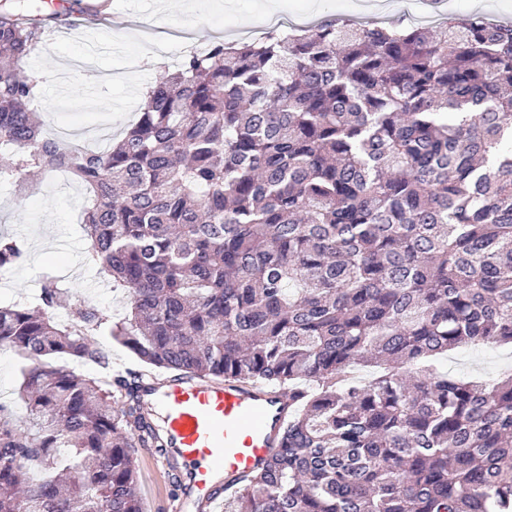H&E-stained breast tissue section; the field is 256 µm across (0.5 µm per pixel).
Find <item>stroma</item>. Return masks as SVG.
<instances>
[{
	"label": "stroma",
	"mask_w": 512,
	"mask_h": 512,
	"mask_svg": "<svg viewBox=\"0 0 512 512\" xmlns=\"http://www.w3.org/2000/svg\"><path fill=\"white\" fill-rule=\"evenodd\" d=\"M319 0H109L101 21L70 11L66 21L46 28L26 63L39 76L34 108L46 134L85 147L108 149L139 112L141 96L162 70L174 67L186 51L214 39H253L256 19L269 14L312 11ZM421 14L424 25L437 22L422 0H344L339 14L360 22H396ZM56 79H48V72ZM87 188L66 173L34 183L19 195L12 182H0V231L24 240V261L0 279V304L24 301L39 292L45 277L70 290L64 319L88 305L111 307L113 317L125 312L126 300L85 263L88 246L83 224L89 204ZM88 341L104 362L81 365L87 378L110 386L124 372L146 373L131 352L114 342L109 325L93 331ZM461 377L496 378L512 369V347L449 352L445 362ZM138 488L146 512H178L184 498L173 488L167 467L152 449L135 453Z\"/></svg>",
	"instance_id": "stroma-1"
}]
</instances>
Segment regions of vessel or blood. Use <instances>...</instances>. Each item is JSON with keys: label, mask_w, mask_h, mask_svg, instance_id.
<instances>
[{"label": "vessel or blood", "mask_w": 512, "mask_h": 512, "mask_svg": "<svg viewBox=\"0 0 512 512\" xmlns=\"http://www.w3.org/2000/svg\"><path fill=\"white\" fill-rule=\"evenodd\" d=\"M141 395L162 412L193 500L208 504L216 502L217 487L236 491L238 478L277 449L290 408L285 394L231 379L152 376L142 380Z\"/></svg>", "instance_id": "1"}]
</instances>
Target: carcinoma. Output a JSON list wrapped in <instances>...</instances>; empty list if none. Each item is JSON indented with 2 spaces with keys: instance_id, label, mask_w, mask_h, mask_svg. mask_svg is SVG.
Returning a JSON list of instances; mask_svg holds the SVG:
<instances>
[{
  "instance_id": "1",
  "label": "carcinoma",
  "mask_w": 512,
  "mask_h": 512,
  "mask_svg": "<svg viewBox=\"0 0 512 512\" xmlns=\"http://www.w3.org/2000/svg\"><path fill=\"white\" fill-rule=\"evenodd\" d=\"M42 20L0 5V180L94 192L87 262L128 298L110 336L144 365L292 401L281 447L225 512H512V373L439 366L512 344V22L439 32L330 14L208 43L148 90L106 151L44 134L26 60ZM0 234V271L23 258ZM68 288L0 305L19 362L0 401V512H145L135 449L183 487L138 381L101 388L110 321Z\"/></svg>"
}]
</instances>
